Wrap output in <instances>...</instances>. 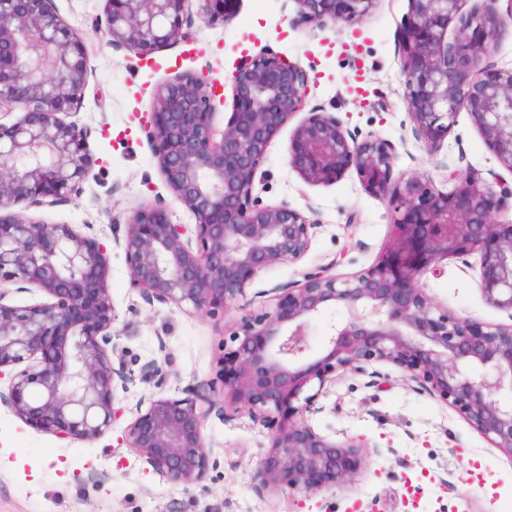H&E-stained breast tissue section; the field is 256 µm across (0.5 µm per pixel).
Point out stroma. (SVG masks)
<instances>
[{
	"mask_svg": "<svg viewBox=\"0 0 512 512\" xmlns=\"http://www.w3.org/2000/svg\"><path fill=\"white\" fill-rule=\"evenodd\" d=\"M55 5L90 49L92 73L72 118L92 128L96 163L71 203L28 209L29 217L43 223L90 224L108 237L113 223H124L133 209L159 199L173 223H192L190 212L167 189L141 131L155 91L179 74L208 72L221 96L215 124L223 126L238 58L267 47L301 62L314 83L312 103L336 113L347 129L398 142L396 171L423 172L439 184L449 161L485 171L498 167L467 114L459 115L437 154L413 138L398 60L408 0H377L363 23L314 32L290 25L293 0H239L230 18L195 24L193 39L160 49L147 63L94 31L104 0H55ZM289 135L282 130L267 150L260 198L294 207L312 202L321 227L302 261L261 272L223 321L147 304L130 284L123 251L112 249L115 342L137 364L162 361L166 374L162 388L140 383L120 394L126 411L152 393L178 396L188 384L209 380L225 326L260 309L257 291L299 279L302 271L334 263L337 256L339 274L366 268L378 257L391 232L386 206L369 197L352 174L333 185L305 184L287 162ZM351 212L358 214L357 223H347ZM428 292L456 313L490 323L508 320L484 301L477 272L460 262H448L439 277L429 278ZM379 371L376 387H366L361 377L338 380L320 397L321 410L312 418L323 434L368 443L354 483L336 493L291 500L259 491L254 473L269 432L244 412L206 418L203 433L216 463L205 487L186 491L147 468L123 444L125 420L98 441L65 442L1 407L0 512H512V458L448 405L403 381L394 366Z\"/></svg>",
	"mask_w": 512,
	"mask_h": 512,
	"instance_id": "obj_1",
	"label": "stroma"
}]
</instances>
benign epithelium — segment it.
Masks as SVG:
<instances>
[{"label": "benign epithelium", "instance_id": "7a95c632", "mask_svg": "<svg viewBox=\"0 0 512 512\" xmlns=\"http://www.w3.org/2000/svg\"><path fill=\"white\" fill-rule=\"evenodd\" d=\"M471 6H466L467 2ZM292 26L360 24L375 0H292ZM399 27V67L411 131L437 153L466 112L512 175V67L491 55L512 36V0H408ZM236 0H105L101 38L145 59L188 40L195 21L230 13ZM92 69L86 39L55 0H0V407L63 441L93 442L124 415L118 394L137 383L163 384L155 361L134 370L113 342L118 319L109 289L110 250L123 249L131 286L148 304L222 318L259 273L298 263L321 227L310 203L263 204L257 175L273 138L297 114L288 164L309 185L349 173L391 212L392 232L369 267H329L256 292L273 306L245 314L220 346L215 376L183 396L141 400L122 442L140 460L188 491L206 481L213 449L202 425L227 408L270 430L254 478L261 490L290 497L333 492L364 465L363 440L317 432L310 416L338 379L366 377L375 366L456 411L491 445L512 457V179L472 166L445 165L446 184L395 171L397 144L360 138L334 112L310 105L307 69L264 48L241 58L231 77L232 109L215 126L212 81L186 73L161 86L143 133L163 181L193 216L171 222L157 201L134 209L108 242L93 225L44 224L13 212L63 206L82 192L95 159L92 128L64 116L82 103ZM456 260L478 271L487 304L507 323L462 316L427 293V278ZM37 290L43 301L18 304ZM322 349H310L312 323L327 310Z\"/></svg>", "mask_w": 512, "mask_h": 512}]
</instances>
